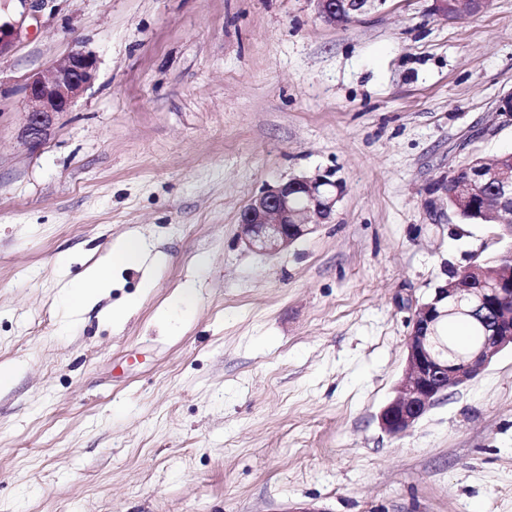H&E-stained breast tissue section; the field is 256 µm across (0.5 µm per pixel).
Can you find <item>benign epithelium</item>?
I'll return each mask as SVG.
<instances>
[{
  "label": "benign epithelium",
  "instance_id": "obj_1",
  "mask_svg": "<svg viewBox=\"0 0 512 512\" xmlns=\"http://www.w3.org/2000/svg\"><path fill=\"white\" fill-rule=\"evenodd\" d=\"M21 18L0 22V55L10 51L21 38L23 24L36 0H17ZM325 20L345 24L381 8L387 0H313ZM97 57L85 50H73L47 73H34L24 88L25 119L21 129L24 140L40 146L51 134L56 117L68 112L77 97L94 81ZM470 180H495L501 200L512 208V180L486 165L470 172ZM342 194L340 184L328 174L298 176L267 186L253 197L240 214V235L250 249L275 255L297 239L312 233L331 220ZM462 288L446 285L435 289L434 297L416 306L406 338V368L396 396L380 411V427L391 436H401L405 426L415 424L448 391V385L463 384L483 371L491 356L512 344V323L495 317L496 305L489 303L482 288L469 292L480 300L481 323L491 327V341L471 348L457 364L442 358L434 350L432 337L437 320L448 313V304L459 303Z\"/></svg>",
  "mask_w": 512,
  "mask_h": 512
}]
</instances>
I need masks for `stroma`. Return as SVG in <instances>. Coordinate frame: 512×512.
Returning a JSON list of instances; mask_svg holds the SVG:
<instances>
[{
	"label": "stroma",
	"mask_w": 512,
	"mask_h": 512,
	"mask_svg": "<svg viewBox=\"0 0 512 512\" xmlns=\"http://www.w3.org/2000/svg\"><path fill=\"white\" fill-rule=\"evenodd\" d=\"M24 27L0 56V512H512V348L407 434L377 419L410 306L499 249L438 185L512 152V0L343 25L313 0H44ZM77 47L96 79L30 148L24 85ZM315 173L332 220L248 250L241 210ZM133 229L166 257L150 293L116 268L72 308Z\"/></svg>",
	"instance_id": "obj_1"
}]
</instances>
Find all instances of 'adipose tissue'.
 Returning a JSON list of instances; mask_svg holds the SVG:
<instances>
[{
  "label": "adipose tissue",
  "instance_id": "adipose-tissue-1",
  "mask_svg": "<svg viewBox=\"0 0 512 512\" xmlns=\"http://www.w3.org/2000/svg\"><path fill=\"white\" fill-rule=\"evenodd\" d=\"M161 261V255L151 252L139 236L128 235L114 244L104 260L89 266L85 270L82 283L76 288L72 299L79 306H93L109 288L113 267H142L150 272Z\"/></svg>",
  "mask_w": 512,
  "mask_h": 512
}]
</instances>
